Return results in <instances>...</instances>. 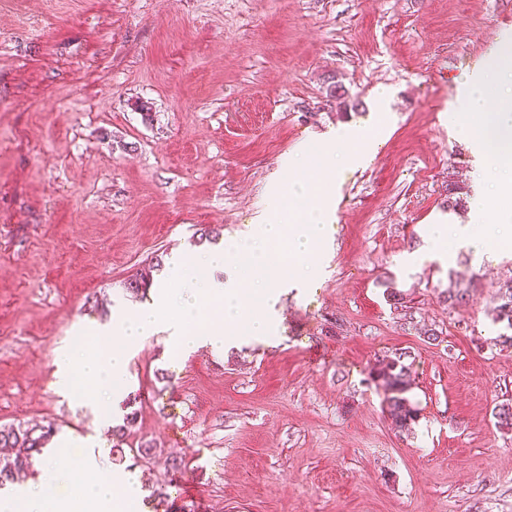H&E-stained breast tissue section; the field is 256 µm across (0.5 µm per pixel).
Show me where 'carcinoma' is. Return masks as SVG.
I'll list each match as a JSON object with an SVG mask.
<instances>
[{
    "instance_id": "1",
    "label": "carcinoma",
    "mask_w": 512,
    "mask_h": 512,
    "mask_svg": "<svg viewBox=\"0 0 512 512\" xmlns=\"http://www.w3.org/2000/svg\"><path fill=\"white\" fill-rule=\"evenodd\" d=\"M469 192L465 186L455 180H448V207L462 209L468 203ZM448 289L443 291V300L454 307L463 303L468 296V289L460 287L454 272H448ZM126 290L143 296L151 287L149 278L143 275L130 277L125 283ZM499 305L496 307L495 321L506 323L512 330V280L501 283L497 289ZM370 374L385 392V411L392 424L400 431H409L418 418V409L407 397L411 385L410 367L404 363V354L394 357L385 356L372 366ZM54 433L51 425L41 427H3L0 429V447L17 448L19 452L9 458L0 459V488L8 483H15L21 475L29 473L34 460L43 453L46 443ZM153 512H178L174 503L161 490L152 493Z\"/></svg>"
}]
</instances>
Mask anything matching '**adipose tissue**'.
Listing matches in <instances>:
<instances>
[{
	"mask_svg": "<svg viewBox=\"0 0 512 512\" xmlns=\"http://www.w3.org/2000/svg\"><path fill=\"white\" fill-rule=\"evenodd\" d=\"M512 80V43H505L500 61L484 82L472 88L459 109L463 133L475 138L488 154L475 173L478 189L470 199L474 215L494 208L497 193L512 194V100L488 106L492 84ZM77 449L84 480L73 492L59 495L45 490L47 483H65L69 472L64 465L70 449ZM55 462L41 481L12 493L0 492V512H129L142 493L138 475L131 468L105 467L101 453L88 441L72 434L59 437L53 452Z\"/></svg>",
	"mask_w": 512,
	"mask_h": 512,
	"instance_id": "ef3b65f1",
	"label": "adipose tissue"
}]
</instances>
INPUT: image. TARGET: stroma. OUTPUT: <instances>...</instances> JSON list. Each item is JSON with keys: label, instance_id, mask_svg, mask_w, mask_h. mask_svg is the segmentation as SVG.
I'll return each mask as SVG.
<instances>
[{"label": "stroma", "instance_id": "35a3bbf8", "mask_svg": "<svg viewBox=\"0 0 512 512\" xmlns=\"http://www.w3.org/2000/svg\"><path fill=\"white\" fill-rule=\"evenodd\" d=\"M510 39L512 0H0V427L122 445L185 512H512V430L493 417L512 403L494 320L512 247L431 251L436 224L471 220L448 209L481 157L455 106ZM341 126L372 149L327 184L321 275L279 292L268 338L175 357L150 337L95 410L58 388L67 348L141 307L132 275L265 223L267 189L322 176ZM452 270L470 288L453 310ZM400 352L408 432L369 375ZM147 441L157 456L137 457Z\"/></svg>", "mask_w": 512, "mask_h": 512}]
</instances>
